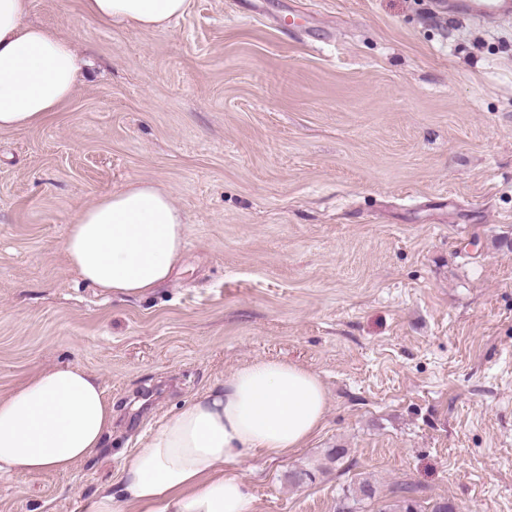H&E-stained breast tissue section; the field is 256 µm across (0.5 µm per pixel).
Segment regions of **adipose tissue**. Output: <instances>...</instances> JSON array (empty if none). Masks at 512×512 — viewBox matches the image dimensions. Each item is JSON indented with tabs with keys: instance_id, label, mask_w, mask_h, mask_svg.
Here are the masks:
<instances>
[{
	"instance_id": "ef3b65f1",
	"label": "adipose tissue",
	"mask_w": 512,
	"mask_h": 512,
	"mask_svg": "<svg viewBox=\"0 0 512 512\" xmlns=\"http://www.w3.org/2000/svg\"><path fill=\"white\" fill-rule=\"evenodd\" d=\"M189 0H85L87 13L144 29L167 27ZM31 0H0V130L43 122L69 100L86 65L77 47L25 24ZM172 196L146 179L128 182L79 210L63 249L69 266L111 299L148 297L186 246ZM327 393L319 376L286 360L253 361L166 415L125 455L117 484L82 512H254L242 473L251 456L285 458L322 428ZM112 405L98 376L57 364L0 396V474L69 472L99 454Z\"/></svg>"
}]
</instances>
